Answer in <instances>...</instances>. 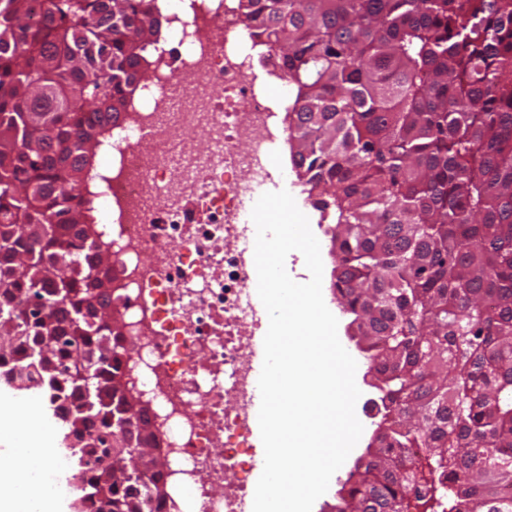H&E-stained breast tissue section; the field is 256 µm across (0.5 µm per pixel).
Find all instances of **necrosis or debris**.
Masks as SVG:
<instances>
[{
    "mask_svg": "<svg viewBox=\"0 0 512 512\" xmlns=\"http://www.w3.org/2000/svg\"><path fill=\"white\" fill-rule=\"evenodd\" d=\"M153 6L170 31L153 48L151 82L107 125L97 231L122 263L117 307L137 343L128 375L167 461L171 494L159 512H245L254 448L246 352L269 320L238 247L242 197L271 180L264 162L288 130L276 121L254 64L259 42L237 0ZM184 73L191 86L181 85ZM190 125L205 131L204 148L185 135Z\"/></svg>",
    "mask_w": 512,
    "mask_h": 512,
    "instance_id": "1",
    "label": "necrosis or debris"
}]
</instances>
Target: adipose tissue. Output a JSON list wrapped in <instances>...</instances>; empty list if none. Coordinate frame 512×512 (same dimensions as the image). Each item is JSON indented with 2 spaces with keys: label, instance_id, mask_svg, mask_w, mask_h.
Returning a JSON list of instances; mask_svg holds the SVG:
<instances>
[{
  "label": "adipose tissue",
  "instance_id": "1",
  "mask_svg": "<svg viewBox=\"0 0 512 512\" xmlns=\"http://www.w3.org/2000/svg\"><path fill=\"white\" fill-rule=\"evenodd\" d=\"M1 431L12 433L33 452L22 457L20 469L0 468V512H54L56 491L47 480L45 459L36 450L39 440L22 422L20 408L0 409Z\"/></svg>",
  "mask_w": 512,
  "mask_h": 512
}]
</instances>
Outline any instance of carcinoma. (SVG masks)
Returning a JSON list of instances; mask_svg holds the SVG:
<instances>
[{"label": "carcinoma", "instance_id": "cac0c4a2", "mask_svg": "<svg viewBox=\"0 0 512 512\" xmlns=\"http://www.w3.org/2000/svg\"><path fill=\"white\" fill-rule=\"evenodd\" d=\"M293 90L291 162L331 224V288L362 337L381 421L352 512H512V0H239ZM148 0H0L4 384H44L77 449V501L149 512L156 472L104 465L128 405L105 267L71 186L160 37ZM106 45L107 56L98 47ZM107 107L86 103L97 89ZM41 226L37 239L31 226ZM74 265L51 271L58 257ZM112 337L84 374L74 353ZM413 448L422 454L410 456Z\"/></svg>", "mask_w": 512, "mask_h": 512}]
</instances>
